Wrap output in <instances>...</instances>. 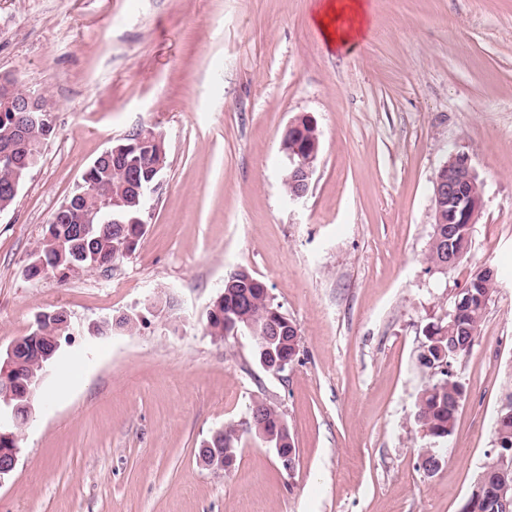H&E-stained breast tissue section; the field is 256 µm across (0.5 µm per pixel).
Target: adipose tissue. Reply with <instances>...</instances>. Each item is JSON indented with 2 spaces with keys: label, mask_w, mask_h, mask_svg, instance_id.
Masks as SVG:
<instances>
[{
  "label": "adipose tissue",
  "mask_w": 512,
  "mask_h": 512,
  "mask_svg": "<svg viewBox=\"0 0 512 512\" xmlns=\"http://www.w3.org/2000/svg\"><path fill=\"white\" fill-rule=\"evenodd\" d=\"M315 28L328 49L341 51L363 37L371 18L367 0H314Z\"/></svg>",
  "instance_id": "adipose-tissue-1"
}]
</instances>
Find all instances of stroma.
Instances as JSON below:
<instances>
[{"label": "stroma", "mask_w": 512, "mask_h": 512, "mask_svg": "<svg viewBox=\"0 0 512 512\" xmlns=\"http://www.w3.org/2000/svg\"><path fill=\"white\" fill-rule=\"evenodd\" d=\"M371 4L369 34L336 53L310 0H0V74L56 106L41 162L0 212V348L40 313L69 317L0 512H459L512 393V0ZM302 114L321 148L294 202L280 142ZM147 123L169 163L135 253L30 277L83 171ZM453 152L483 204L467 256L443 270L427 260L432 179ZM486 266L497 285L453 368L464 398L429 472L425 328ZM240 268L297 326L284 372L259 365L252 337L207 332ZM123 314L136 332L92 335ZM257 400L285 420L293 470L246 427ZM229 425L236 461L212 470L198 450Z\"/></svg>", "instance_id": "stroma-1"}]
</instances>
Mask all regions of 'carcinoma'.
Returning <instances> with one entry per match:
<instances>
[{
  "mask_svg": "<svg viewBox=\"0 0 512 512\" xmlns=\"http://www.w3.org/2000/svg\"><path fill=\"white\" fill-rule=\"evenodd\" d=\"M168 162V150L165 139L154 146L152 158H138V180L130 179L128 161L117 159L107 154L97 159V165L90 172L99 196H112L119 203L109 206L98 204L97 199H80L79 208L92 212V223L85 225L83 233L75 231L76 225L64 222L47 225L42 239L39 257L44 260V270L30 273V277H40L49 273H58L66 278L65 270L71 267L109 268L125 256L135 252L143 236L141 190L150 186L148 179L152 172L151 165L157 160ZM232 286L239 291L250 293V300L238 309L225 304L221 307L222 317L207 318L210 335L226 337L233 335L234 327L251 324L257 352L267 350L278 358L295 353L294 330L285 327L277 335L269 332V319L276 305L263 289L264 282L246 269L229 273L224 278V286ZM493 293V288L483 287L469 280L458 296L461 302V314L458 317L459 330L453 337L442 332L443 326H435L434 334L444 337L441 344L447 354L438 358L430 352L431 358L422 362L427 368L434 366L441 369L443 378L425 387L417 403V421L427 435L437 442L448 441L455 429L457 412L462 401L463 392L457 381L451 378L450 369L441 368V363L455 362L473 345L478 335L486 306ZM65 319L50 312L43 314L40 321L38 346L51 354L50 361H56L60 348L59 337L65 332ZM499 417L493 423V434L499 447L508 452L512 450V396L498 411ZM239 435L232 426L211 436L208 443L219 448L232 457L236 456ZM476 482L488 487L495 501L512 503V464L506 462L498 466L487 465L478 475Z\"/></svg>",
  "mask_w": 512,
  "mask_h": 512,
  "instance_id": "1",
  "label": "carcinoma"
}]
</instances>
